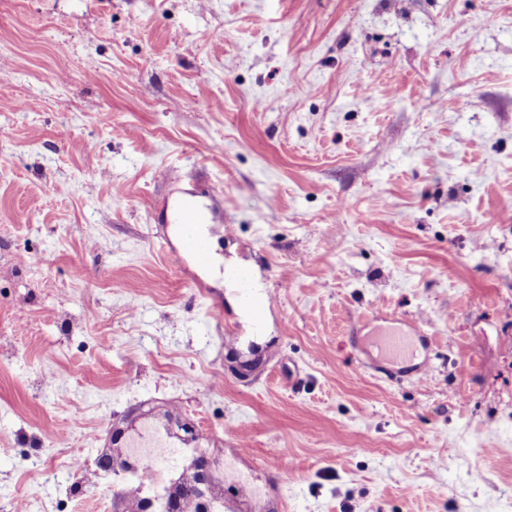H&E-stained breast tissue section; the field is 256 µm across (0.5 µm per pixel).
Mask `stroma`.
<instances>
[{"mask_svg": "<svg viewBox=\"0 0 512 512\" xmlns=\"http://www.w3.org/2000/svg\"><path fill=\"white\" fill-rule=\"evenodd\" d=\"M0 81V512L167 443L205 512H512V0H0ZM166 217L170 224H177L182 230L183 254L198 270L209 268L213 260L211 242L200 228L213 223L215 211L198 204L193 196H184L174 202L167 200ZM227 280L241 296L244 302L250 306L251 315L255 323H259L265 316L267 308L274 304V296L268 291L256 289V282L252 270L247 266H239L230 270ZM257 295H261L257 300Z\"/></svg>", "mask_w": 512, "mask_h": 512, "instance_id": "obj_1", "label": "stroma"}]
</instances>
